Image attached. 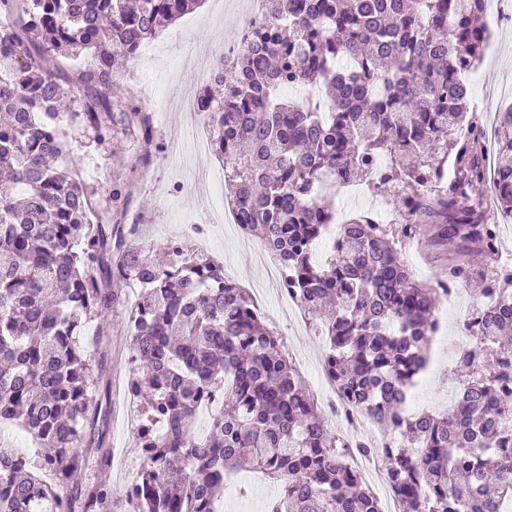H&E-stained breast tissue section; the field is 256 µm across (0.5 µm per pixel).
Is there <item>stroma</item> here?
Masks as SVG:
<instances>
[{
  "mask_svg": "<svg viewBox=\"0 0 512 512\" xmlns=\"http://www.w3.org/2000/svg\"><path fill=\"white\" fill-rule=\"evenodd\" d=\"M249 13V0H200L197 8L163 28L152 39L149 53L138 54L128 62L112 93L118 102L136 97L149 112L156 127L153 148L139 144L126 123L122 110H115L112 137L96 144L90 131L75 123L66 128L74 138L72 166L88 188L99 212L109 213L120 229L137 226L148 245L162 251L168 241L187 239L200 251L224 265L228 277L240 287L258 289L257 301L262 315L277 328L292 358L300 360L306 381H313L321 367L325 342L308 318L289 315L287 304L274 293L265 291L266 272L257 262V239L241 233L230 223H211L195 192L198 173L217 165L213 151L189 153L172 139L173 131L185 123L182 100L197 94L192 80L195 64L209 57L222 56L236 43L239 28ZM496 0H487L484 21L492 32L483 62L468 77L470 110L484 125H492L497 112L512 104L505 90L512 86V20L496 22ZM151 154L147 167L138 161ZM122 190L124 207L111 201L113 189ZM402 258L414 280L430 285L446 280L448 249L429 242L427 237L405 239ZM131 299H124L107 318L87 325L86 334H100L112 359V410L110 440L113 461L95 469L93 478L107 485L115 498H124V473L138 469L141 450L137 446V428L128 422L125 398L135 369L131 361L128 335V309ZM445 342L433 339L431 362L426 374L413 390V412H443L453 399L457 382L448 367ZM230 483L240 498L225 497L224 512H239V502L250 504L253 512H264L265 500L275 492L273 482L259 472L242 471Z\"/></svg>",
  "mask_w": 512,
  "mask_h": 512,
  "instance_id": "obj_1",
  "label": "stroma"
}]
</instances>
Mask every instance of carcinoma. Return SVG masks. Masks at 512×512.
Instances as JSON below:
<instances>
[{"label":"carcinoma","mask_w":512,"mask_h":512,"mask_svg":"<svg viewBox=\"0 0 512 512\" xmlns=\"http://www.w3.org/2000/svg\"><path fill=\"white\" fill-rule=\"evenodd\" d=\"M200 0H0V423L23 426L31 457L0 447V512H103L112 493L87 478L109 466V357L83 329L119 303L112 281L140 289L130 308L143 400V463L127 512H221L229 472L259 469L279 485L265 512H380L349 459L375 457L403 512H498L512 501V283L467 323L457 351L459 408L403 412L428 363L439 289L412 280L401 259L406 228L450 248L448 279L478 275L474 251L497 271L496 211L512 218V106L493 146L468 111L467 76L483 57L485 0H264L249 38L221 60L197 95L240 229L286 271L323 336V367L347 401L365 405L399 440L354 446L324 412L278 334L224 266L182 240L155 261L136 229L92 221V203L66 163L72 122L111 138L117 59ZM317 85L330 101H291ZM128 121L150 145L148 114ZM365 182L394 196L401 233L363 213L340 225L320 263L334 212L324 185ZM212 396L210 435L195 431Z\"/></svg>","instance_id":"carcinoma-1"}]
</instances>
